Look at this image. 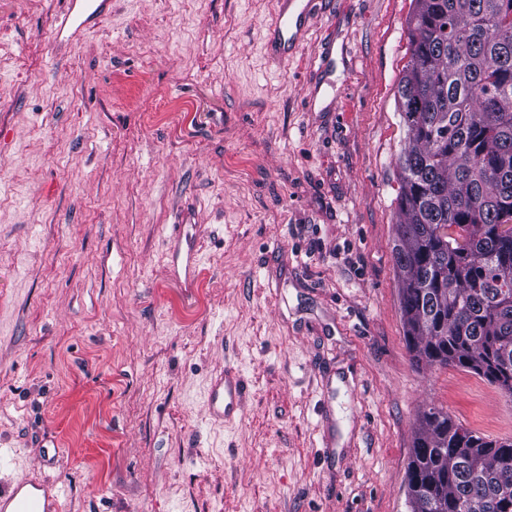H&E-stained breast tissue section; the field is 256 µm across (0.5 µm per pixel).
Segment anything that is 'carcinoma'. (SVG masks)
Listing matches in <instances>:
<instances>
[{
    "label": "carcinoma",
    "mask_w": 512,
    "mask_h": 512,
    "mask_svg": "<svg viewBox=\"0 0 512 512\" xmlns=\"http://www.w3.org/2000/svg\"><path fill=\"white\" fill-rule=\"evenodd\" d=\"M396 108L393 266L414 366L456 367L512 397V0H414ZM408 512H512V441L430 406Z\"/></svg>",
    "instance_id": "obj_1"
}]
</instances>
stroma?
Wrapping results in <instances>:
<instances>
[{
  "instance_id": "stroma-1",
  "label": "stroma",
  "mask_w": 512,
  "mask_h": 512,
  "mask_svg": "<svg viewBox=\"0 0 512 512\" xmlns=\"http://www.w3.org/2000/svg\"><path fill=\"white\" fill-rule=\"evenodd\" d=\"M277 2L112 0L59 46L65 0H0V491L47 475L63 512H407L423 409L512 438V397L406 347L413 0H320L285 63ZM228 360L248 392L220 427L204 400ZM185 238L187 249L182 252L181 244ZM170 261V275L184 288H192L196 278V272L200 265L198 251L184 234V224L172 225V233L167 239ZM183 278V280H182Z\"/></svg>"
}]
</instances>
